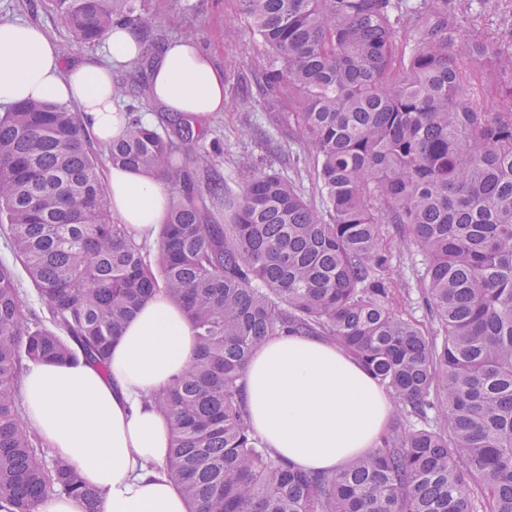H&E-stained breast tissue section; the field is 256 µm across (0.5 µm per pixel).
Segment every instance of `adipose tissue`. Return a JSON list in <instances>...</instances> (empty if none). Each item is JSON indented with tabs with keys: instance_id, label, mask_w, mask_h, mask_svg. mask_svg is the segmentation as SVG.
I'll list each match as a JSON object with an SVG mask.
<instances>
[{
	"instance_id": "adipose-tissue-1",
	"label": "adipose tissue",
	"mask_w": 512,
	"mask_h": 512,
	"mask_svg": "<svg viewBox=\"0 0 512 512\" xmlns=\"http://www.w3.org/2000/svg\"><path fill=\"white\" fill-rule=\"evenodd\" d=\"M142 43L123 23L100 54L68 63L40 27L0 19V104L53 100L75 105L92 138L108 144L126 129L113 94L112 68L138 61ZM150 95L168 111L202 116L225 107L224 72L196 41L181 38L157 51ZM113 215L136 241L155 242L170 192L158 179L110 167ZM195 350L191 323L163 293L144 303L113 343L108 374L82 363L33 364L22 377L29 425L53 456L102 493V512H190L168 477L167 416L149 401L168 388ZM253 431L295 466L331 472L372 448L393 404L359 362L336 344L275 336L251 356L243 377Z\"/></svg>"
}]
</instances>
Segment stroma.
<instances>
[{
    "label": "stroma",
    "mask_w": 512,
    "mask_h": 512,
    "mask_svg": "<svg viewBox=\"0 0 512 512\" xmlns=\"http://www.w3.org/2000/svg\"><path fill=\"white\" fill-rule=\"evenodd\" d=\"M450 3L467 35L497 33L502 17L512 16V0ZM0 18L42 27L57 44L67 45L69 61H80L93 52L91 46L70 44L66 28L46 0H0ZM134 31L150 52L171 38L192 37L224 72L227 108L192 122L201 134V146L215 159L212 172L198 171V184H206L213 175L223 179L231 194L238 195L242 192L240 170H272L291 179L308 202L318 203L314 161L294 118L264 109L257 82L267 52L240 15L237 0H145L143 22ZM112 81L126 87V102L151 114L153 128L176 134L177 115L163 111L148 97L146 61L115 68ZM381 235L394 270V305L418 320H426L420 249L404 226L382 225Z\"/></svg>",
    "instance_id": "stroma-1"
}]
</instances>
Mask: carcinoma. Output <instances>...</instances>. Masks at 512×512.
I'll return each instance as SVG.
<instances>
[{
  "instance_id": "carcinoma-1",
  "label": "carcinoma",
  "mask_w": 512,
  "mask_h": 512,
  "mask_svg": "<svg viewBox=\"0 0 512 512\" xmlns=\"http://www.w3.org/2000/svg\"><path fill=\"white\" fill-rule=\"evenodd\" d=\"M270 59L265 111L287 106L317 161L320 207L276 172L242 194L196 187L165 133L128 119L113 166L173 187L156 247L112 219L78 113L51 100L0 115V223L43 304L25 315L0 262V512L101 495L46 459L17 398L22 364L106 373L112 343L154 293L186 314L196 348L151 396L168 416L167 475L192 512H512V21L461 38L448 0H238ZM77 44L141 19L137 0H48ZM501 78L483 108L477 69ZM224 207L227 222L213 223ZM424 254L429 334L392 302L381 225ZM321 336L357 358L395 412L369 452L333 473L265 447L243 404L253 351Z\"/></svg>"
}]
</instances>
